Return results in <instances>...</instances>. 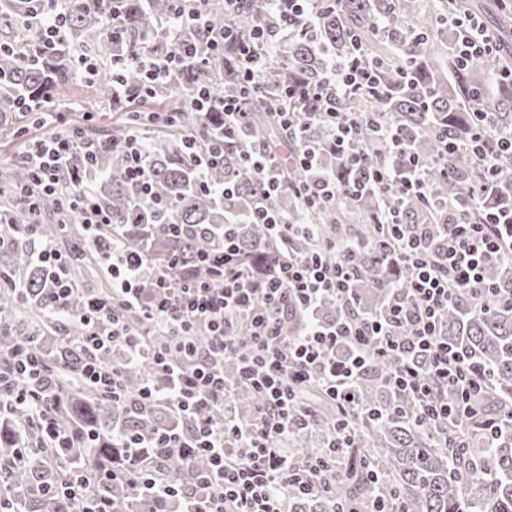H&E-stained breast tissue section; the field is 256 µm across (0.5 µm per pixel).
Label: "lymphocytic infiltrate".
<instances>
[{"label": "lymphocytic infiltrate", "instance_id": "lymphocytic-infiltrate-1", "mask_svg": "<svg viewBox=\"0 0 512 512\" xmlns=\"http://www.w3.org/2000/svg\"><path fill=\"white\" fill-rule=\"evenodd\" d=\"M450 27L463 30L456 53L461 61L490 52L499 43L473 17L449 15ZM264 32L223 34L235 48L241 75L250 88L259 85L257 43ZM196 55L194 44L176 41L173 51L146 56L141 65L147 85L170 81L180 64ZM289 102L329 101L345 95L378 97L377 71L360 54L332 62L319 82L291 85L285 91ZM199 108L216 111L224 120L223 136L199 143L195 135L182 138V148L198 172L222 165L224 139L234 134L246 117L245 93L218 96L201 87ZM363 116L332 112L328 115L330 150L353 166H362L359 147ZM384 138L391 169L378 172L377 186L395 196L428 197L425 174L403 147L399 130ZM483 181L457 201L455 221L447 240L437 251L427 250L423 239L406 235L392 241H376L379 251L390 252L408 273L405 297L396 299L377 317L348 314L342 322H310L302 334L285 336L281 322L289 307L311 311L324 297L350 304V283L356 274L352 255L328 256L320 251L291 257L272 273L257 276L242 268L233 242H225L224 256L216 263L218 284L192 283L173 288L159 280L143 291L136 280L142 257L133 256L114 265L112 290L121 303L140 312L154 335L166 337V350L153 354V362L165 387L148 383L139 391L141 404L166 403L191 424L188 435L172 433L158 438L157 447L171 449L183 459L205 456V493L195 512H288L289 492L320 494L340 471L339 458L351 444V434L362 411L358 384L371 360L387 361V383L393 391L415 401V420L448 422L471 411L470 401L489 383L488 371L467 362L448 344L443 314L459 296L470 298L475 308H484L496 298L512 302V291L490 285L484 275L488 264L512 260V211L503 212L485 202L499 160L512 155V135L500 132L493 120L481 116L468 139ZM83 148L86 161H93L102 145H76L68 134L56 133L30 149L25 161L33 170L36 185L46 191L62 187L75 148ZM37 263L52 266L57 276L49 291L55 302L64 303L71 290L63 271L66 258L50 242L41 240L37 225L26 227ZM86 332L81 341L88 357L83 380L102 394L115 398L123 390L122 372L100 363L102 349L120 345L129 357L140 352L134 329L118 316L114 307L99 298L90 299L82 316ZM206 326L211 341L198 350L188 339L196 325ZM236 357L240 379L261 397L250 417H242L235 404V386L224 379L225 357ZM45 367L36 346L29 345L0 356V414L21 416L26 426L40 435V447L66 448L72 443L61 433L54 406L44 394ZM319 390L336 408L340 418L330 440L306 456L289 448L295 430L311 427L314 417L296 398ZM205 408L224 411V426L215 429L202 418Z\"/></svg>", "mask_w": 512, "mask_h": 512}]
</instances>
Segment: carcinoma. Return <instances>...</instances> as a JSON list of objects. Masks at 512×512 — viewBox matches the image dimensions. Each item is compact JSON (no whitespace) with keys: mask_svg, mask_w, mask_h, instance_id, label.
Segmentation results:
<instances>
[{"mask_svg":"<svg viewBox=\"0 0 512 512\" xmlns=\"http://www.w3.org/2000/svg\"><path fill=\"white\" fill-rule=\"evenodd\" d=\"M292 0H272L259 8L232 9L225 0H208L205 14L213 34L227 29L243 34L280 24L290 12ZM189 11L191 0H61L60 12L67 26V41L48 51L39 41L40 26L22 21L38 8L34 0H0V115L9 127L18 120H35L36 112L18 113L17 100L31 96L46 107L57 90L70 85L78 73V56H88L95 64L89 81L93 97L112 104L121 113L114 126L77 128L74 140L81 144L98 140L105 143L95 161L93 178L87 177L83 152L72 161V177L65 187L75 194L85 182L92 184L94 204L112 224L95 239L84 227L82 203L75 197L41 194L31 208L29 199L34 177L23 163L0 166V214L4 224L0 234L13 240L0 253V280L16 281L25 288L21 294L0 291V352L7 354L19 344L41 345L49 329L63 323L62 335L54 337L56 347L43 351V362L51 377L50 391L58 404V422L76 447L54 457L44 448L20 457L24 441L37 442V436L20 420L5 416L0 422V498L16 512H75V502L54 495L53 488L74 472L83 473L90 488L110 497L118 512H185L194 508L183 493L196 488L195 476L206 471V459L199 455L192 462L173 455L167 448H152L148 463L169 480L178 493L157 506L150 491H132L125 481L97 483L105 465L122 472L145 466L139 462L140 449L127 448L130 439L141 440L186 431L183 420L162 404L143 408L138 392L152 376V355L163 344L160 336L141 339L143 354L123 368L124 395L112 399L80 382L85 350L80 338L85 326L80 316L89 293L82 280L89 272L112 267V257L140 255L143 263L138 277L145 288L154 287L164 277L178 287L186 282H212L211 273L199 256L224 246V225H232L238 245V262L259 273L269 272L288 256L307 254L318 248L313 238L295 237L284 244L268 233L264 225L253 223L252 212L262 192L241 153L263 150L277 138L285 148L296 151L298 136L283 127L269 107L278 99L292 112L317 113L306 132L315 143L325 140L324 101L307 108L289 106L285 96L288 83H312L324 72L330 57L347 58L357 45L363 57L378 65L380 86L386 91L383 103L371 99L340 96L339 112L363 113L369 121L360 136L364 166L355 171L339 163L325 151L319 163L308 171L283 165L280 176L285 185L272 200L282 219L290 224H316L336 246V252L355 251L358 275L354 307L361 316L382 312L392 295H404L406 272L372 248L383 236L375 216L391 207L399 213L402 231L424 236L436 250L444 245L445 226L454 222L448 202L464 196L480 180V169L471 154L462 149L447 154L440 135L448 132L465 140L477 116L492 114L498 127L512 133V83L503 76L499 54H484L462 63L451 44L461 38L448 30V12L478 7L468 0H440L435 12L419 0H309L308 10L316 15L313 38L283 37L261 57V87L248 98L244 134L224 147V167L211 168L200 179L179 148L186 133L200 139L223 134L221 117L207 120L194 100L200 86L222 95L240 88V79L224 66V55L213 51L207 35L188 25L183 36L197 42L196 57L186 63L172 85L156 86L153 91L120 102L112 98V56L159 54L172 49L163 34L174 20L175 9ZM499 78L496 94L485 92V79ZM389 128H398L408 151L419 160L429 183L428 201L413 197L392 198L380 193L369 176L388 163L381 137ZM149 132L145 141L143 166L151 189L134 183L121 145L132 131ZM450 174H441L442 167ZM336 181L360 184V192L340 197L325 208L307 209L286 186L305 181L320 183L331 173ZM490 204L512 208V159H501ZM235 184L237 191L219 196L213 189ZM59 217L56 224L39 226L47 241L65 239L72 243L67 278L73 292L66 304L51 310L48 282L53 270L36 264L30 257V244L24 226L37 223L41 214ZM487 281L500 288H512V262L489 266ZM345 308L331 298L324 299L317 317L340 321ZM307 319L293 308L282 324L285 334L304 331ZM448 344L468 361L492 371L488 387L481 393L478 411L493 431L475 436L472 423L457 419L448 435L465 436L469 447L450 453L442 447L444 425L416 426L392 409L409 413L413 399L396 396L386 385L390 366L384 361L369 365L360 381L359 393L364 415L358 420L349 462L336 483V501L348 512H369L375 500L396 504L401 512H512V303L493 300L479 311L461 297L448 307L444 316ZM237 400L244 411L261 402L251 388L241 387ZM314 429H298L288 444L298 451L317 447L338 420L330 406L316 408ZM292 512H330L334 502L318 495L288 493Z\"/></svg>","mask_w":512,"mask_h":512,"instance_id":"carcinoma-1","label":"carcinoma"}]
</instances>
